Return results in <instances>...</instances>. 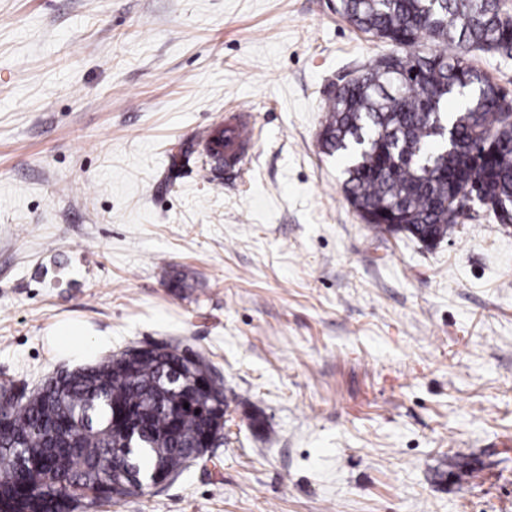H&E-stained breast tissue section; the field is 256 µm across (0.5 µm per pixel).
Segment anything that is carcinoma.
<instances>
[{
    "label": "carcinoma",
    "instance_id": "1",
    "mask_svg": "<svg viewBox=\"0 0 512 512\" xmlns=\"http://www.w3.org/2000/svg\"><path fill=\"white\" fill-rule=\"evenodd\" d=\"M359 31L402 48L378 58L331 98L320 139L349 158L342 184L350 205L381 232L436 245L454 232L448 197L471 183L484 201H512V109L467 52L512 53V20L500 0H340ZM465 106L446 111L448 101ZM455 141L433 150L441 126ZM201 357L162 346L125 350L62 370L20 397L0 424V512H77L117 502L136 472L144 483L180 471L209 433L224 428L219 390L169 382Z\"/></svg>",
    "mask_w": 512,
    "mask_h": 512
}]
</instances>
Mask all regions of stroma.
I'll return each instance as SVG.
<instances>
[{"label": "stroma", "mask_w": 512, "mask_h": 512, "mask_svg": "<svg viewBox=\"0 0 512 512\" xmlns=\"http://www.w3.org/2000/svg\"><path fill=\"white\" fill-rule=\"evenodd\" d=\"M337 4L0 0V385L164 342L229 404L179 477L89 512H512V225L428 248L348 203L329 91L392 47ZM232 112L241 178L200 143ZM52 343L68 352H77L82 349L81 344L73 336H84L83 327L74 321H62L52 330Z\"/></svg>", "instance_id": "obj_1"}]
</instances>
